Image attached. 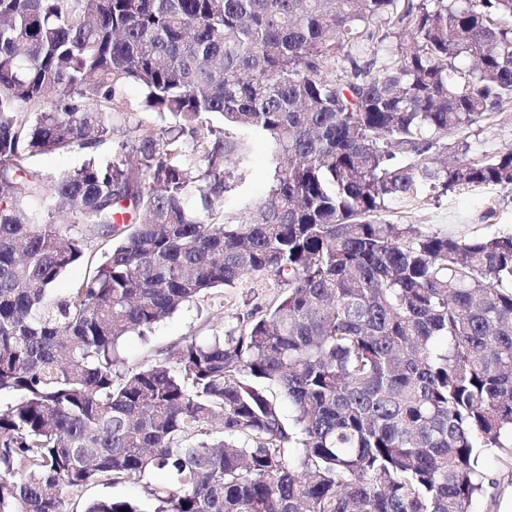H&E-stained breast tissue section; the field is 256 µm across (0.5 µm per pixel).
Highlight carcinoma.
<instances>
[{
  "label": "carcinoma",
  "mask_w": 512,
  "mask_h": 512,
  "mask_svg": "<svg viewBox=\"0 0 512 512\" xmlns=\"http://www.w3.org/2000/svg\"><path fill=\"white\" fill-rule=\"evenodd\" d=\"M509 104L512 0H0V512L161 470L155 512H469L481 453L512 449V234L381 214L421 184L512 192V150L470 143ZM216 121L279 161L235 224L214 201L245 144ZM120 128L104 166L27 170ZM249 275L286 291L243 334L125 366L129 336ZM100 243H91L88 249L85 250L84 257L75 265L70 267L60 280L57 288L64 290L71 288L74 284L82 281L84 278L91 275L95 268L101 263L103 249Z\"/></svg>",
  "instance_id": "carcinoma-1"
}]
</instances>
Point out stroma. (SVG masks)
Returning a JSON list of instances; mask_svg holds the SVG:
<instances>
[{
    "label": "stroma",
    "instance_id": "stroma-1",
    "mask_svg": "<svg viewBox=\"0 0 512 512\" xmlns=\"http://www.w3.org/2000/svg\"><path fill=\"white\" fill-rule=\"evenodd\" d=\"M226 132L246 144L230 167L231 191L214 204L229 224L265 200L274 184L275 163L270 146L262 137L232 126ZM471 142L478 157L512 149V106L505 107L496 120L482 123ZM111 158L112 143L106 140L85 149L37 151L28 158L27 166L52 184L88 161L103 164ZM384 218L394 224H420L430 231L457 237L512 233V194L487 186L444 192L421 185L413 200L391 202ZM283 291V285L270 276H249L236 287L214 289L158 323L146 338L129 337L125 343L126 365L134 369L166 360L195 338L201 340L219 332L239 335L265 314ZM482 467L492 484L484 496L473 500L470 512H501L504 503L512 500V466L506 464L502 453L491 451L485 454ZM170 481V474L158 471L144 485H92L73 497L72 506L80 512L84 502L104 497L145 503L149 488L165 486Z\"/></svg>",
    "mask_w": 512,
    "mask_h": 512
}]
</instances>
